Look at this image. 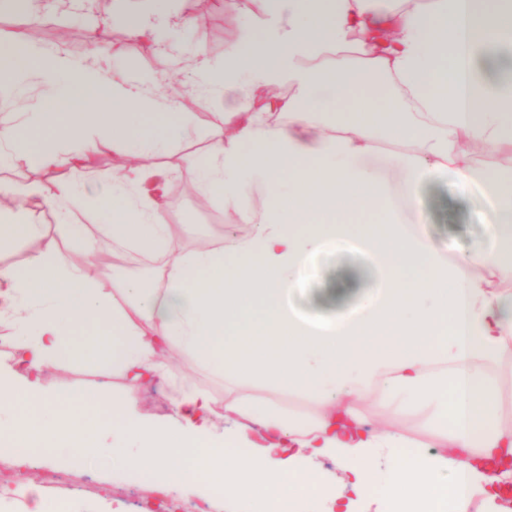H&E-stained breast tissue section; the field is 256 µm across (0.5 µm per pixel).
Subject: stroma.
I'll use <instances>...</instances> for the list:
<instances>
[{
  "label": "stroma",
  "instance_id": "stroma-1",
  "mask_svg": "<svg viewBox=\"0 0 512 512\" xmlns=\"http://www.w3.org/2000/svg\"><path fill=\"white\" fill-rule=\"evenodd\" d=\"M101 12L88 0H55L46 12L45 27L83 38L87 28ZM244 18L231 9H202L190 27L180 29L176 43L177 58H186L195 48H204L210 57H224L226 43L238 40ZM192 77L188 72L159 77L158 96L176 100L180 112L196 132L195 138L176 146L171 155L158 157L159 165L169 167L168 187L188 180L187 171L178 163L183 154L202 149L206 144L207 114L224 107L223 98L209 105L191 99ZM425 222L424 233L449 260L481 248L492 250L490 225L494 219L490 200L474 188H464L441 176L426 183L421 192ZM170 221L180 227L181 248L193 250L198 243H217L234 236L244 237L253 225L238 223L232 209L217 196H183L171 204ZM373 285V274L360 256L339 252L320 259L315 276L297 296L300 309L313 316H330L345 304L355 302ZM35 480L51 494V502L61 504L65 512H215L211 502L184 499L145 478H132L112 470L108 462L83 458L71 464L37 463L31 470Z\"/></svg>",
  "mask_w": 512,
  "mask_h": 512
}]
</instances>
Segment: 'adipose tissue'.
<instances>
[{"label": "adipose tissue", "instance_id": "obj_1", "mask_svg": "<svg viewBox=\"0 0 512 512\" xmlns=\"http://www.w3.org/2000/svg\"><path fill=\"white\" fill-rule=\"evenodd\" d=\"M114 2L87 33L83 57L0 35V101L17 113L0 119V163L45 174L0 182V251L40 238L25 263L0 267V325L16 337L0 358V446H21L17 476L34 459L60 460L64 447L188 498L228 496L246 512H299L308 502L324 512L363 502L374 512H512L499 492L512 483V426L501 421L512 354V294L501 290L512 283V0H390L384 9L373 0H239L249 23L223 62L195 52V85L229 101L210 116L205 151L181 165L255 231L190 252L177 246L162 185L169 171L155 159L191 128L175 101L156 111L154 72L131 79L104 53L119 26L167 67L171 15L166 0ZM32 75L47 93L28 107L17 89ZM389 93L395 106L379 128L372 110ZM59 136L72 143L64 158ZM381 139L406 150L376 151ZM105 140L123 164L96 195L84 180ZM470 145L502 164L470 160ZM391 167L398 183L383 175ZM440 175L489 191L496 250L450 263L421 233L420 190ZM257 191L259 211L250 205ZM92 207L112 221L89 235L74 217ZM48 210L58 219L50 235L38 224ZM106 240L153 256L151 277L117 261L94 271L72 260ZM359 245L379 284L365 310L301 314L290 298L319 259ZM175 347L223 378L225 425L212 393L169 364ZM77 363L129 384L91 394L107 416L90 438L68 408L80 391L41 383L46 368ZM156 379L175 383L165 417L143 413L131 391ZM250 386L318 411L304 420L257 404ZM368 398L422 418L430 442L368 420L357 407ZM235 416L257 425L268 447L241 450ZM326 461L337 478L325 475Z\"/></svg>", "mask_w": 512, "mask_h": 512}]
</instances>
